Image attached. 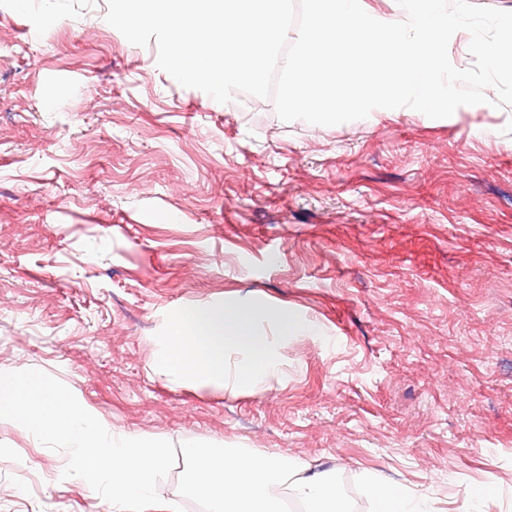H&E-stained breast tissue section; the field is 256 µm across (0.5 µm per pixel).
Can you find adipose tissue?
I'll use <instances>...</instances> for the list:
<instances>
[{"label":"adipose tissue","instance_id":"ef3b65f1","mask_svg":"<svg viewBox=\"0 0 512 512\" xmlns=\"http://www.w3.org/2000/svg\"><path fill=\"white\" fill-rule=\"evenodd\" d=\"M275 323L284 335L311 333L310 324L290 312L227 302L171 314L159 361L161 370L193 385L216 384L243 389L278 372L277 339L258 334L259 321ZM237 361L229 362L225 353ZM192 488L207 503V512H283L285 497L306 512H350V503L332 471L312 470L288 454L265 455L250 448L187 446ZM372 512H433L431 499L388 482L381 474L365 479Z\"/></svg>","mask_w":512,"mask_h":512}]
</instances>
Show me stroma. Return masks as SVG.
I'll list each match as a JSON object with an SVG mask.
<instances>
[{
	"label": "stroma",
	"mask_w": 512,
	"mask_h": 512,
	"mask_svg": "<svg viewBox=\"0 0 512 512\" xmlns=\"http://www.w3.org/2000/svg\"><path fill=\"white\" fill-rule=\"evenodd\" d=\"M107 0H0V372L37 369L114 428L293 454L353 505L377 471L437 512H512V106L262 124L161 70ZM313 323L253 387L159 372L170 313ZM67 454L0 422V512H110Z\"/></svg>",
	"instance_id": "stroma-1"
}]
</instances>
